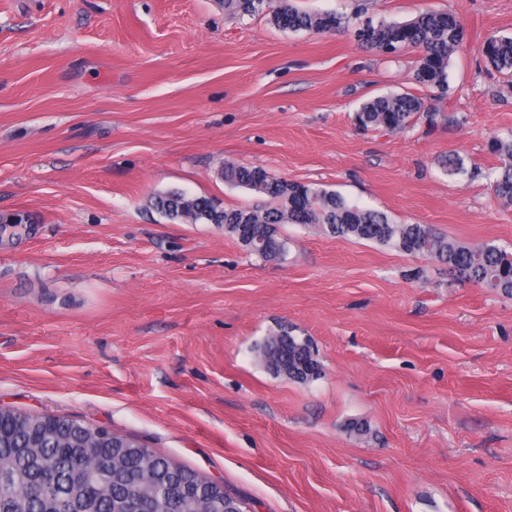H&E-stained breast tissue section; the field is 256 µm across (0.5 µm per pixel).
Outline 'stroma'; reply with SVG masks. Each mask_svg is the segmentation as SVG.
I'll list each match as a JSON object with an SVG mask.
<instances>
[{"label": "stroma", "mask_w": 512, "mask_h": 512, "mask_svg": "<svg viewBox=\"0 0 512 512\" xmlns=\"http://www.w3.org/2000/svg\"><path fill=\"white\" fill-rule=\"evenodd\" d=\"M348 30L282 31L224 0H0V406L145 442L251 512H512V298L446 265L285 224L263 260L216 224L149 205L180 190L227 208L264 168L477 245L512 249L485 178L512 137V80L480 52L512 0H293ZM461 17L449 90L419 51L359 45L366 20ZM408 92L443 121L363 132L367 99ZM458 153L465 170L440 160ZM318 378L269 372L279 326ZM358 421L364 434L349 431Z\"/></svg>", "instance_id": "obj_1"}]
</instances>
